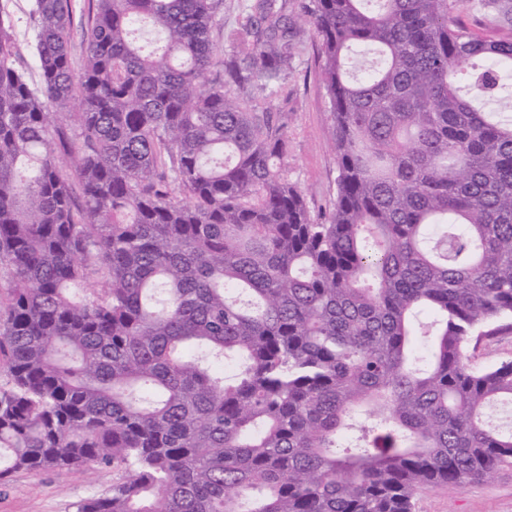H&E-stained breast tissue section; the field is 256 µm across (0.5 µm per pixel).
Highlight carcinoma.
I'll use <instances>...</instances> for the list:
<instances>
[{"label": "carcinoma", "mask_w": 512, "mask_h": 512, "mask_svg": "<svg viewBox=\"0 0 512 512\" xmlns=\"http://www.w3.org/2000/svg\"><path fill=\"white\" fill-rule=\"evenodd\" d=\"M75 2L34 0L37 81L0 3V484L110 465L77 512H411L511 465L484 410L512 360L468 348L512 329V0H479L498 37L469 0H315L317 217L254 97L291 73L288 0L231 55L224 0H83L77 79ZM83 23L84 17L82 16L80 8L77 7L70 37V50L73 59L74 72L76 75H78L81 71V64L83 62L84 56V44L82 38ZM456 17L461 24L468 26L477 32L485 35L492 34L493 27L491 24V17L487 11L478 12L475 7L471 10L468 7H465L458 12Z\"/></svg>", "instance_id": "1"}]
</instances>
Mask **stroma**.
<instances>
[{
  "label": "stroma",
  "mask_w": 512,
  "mask_h": 512,
  "mask_svg": "<svg viewBox=\"0 0 512 512\" xmlns=\"http://www.w3.org/2000/svg\"><path fill=\"white\" fill-rule=\"evenodd\" d=\"M33 0H8L22 67L37 78L29 13ZM258 104L272 118H288V178L305 193L313 213L328 208L336 194L338 175L332 149L328 99L319 75L318 46L304 33L288 77V94H259ZM111 468L20 470L0 485V512H75L79 502L112 487ZM414 512H512V466H504L467 487H420Z\"/></svg>",
  "instance_id": "35a3bbf8"
}]
</instances>
